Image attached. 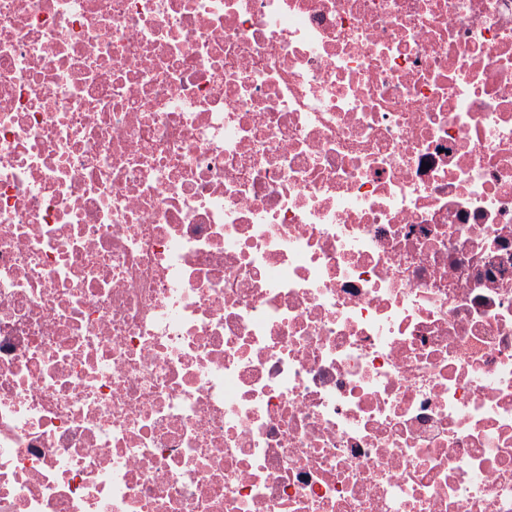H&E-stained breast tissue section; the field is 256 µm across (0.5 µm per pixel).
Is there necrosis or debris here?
<instances>
[{
	"instance_id": "obj_1",
	"label": "necrosis or debris",
	"mask_w": 512,
	"mask_h": 512,
	"mask_svg": "<svg viewBox=\"0 0 512 512\" xmlns=\"http://www.w3.org/2000/svg\"><path fill=\"white\" fill-rule=\"evenodd\" d=\"M0 512H512V0H0Z\"/></svg>"
}]
</instances>
